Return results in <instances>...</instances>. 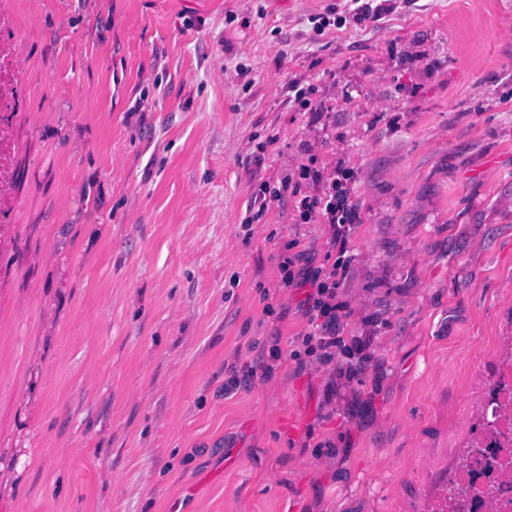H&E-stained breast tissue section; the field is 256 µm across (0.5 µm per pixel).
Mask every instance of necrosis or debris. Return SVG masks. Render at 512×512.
<instances>
[{
  "instance_id": "necrosis-or-debris-1",
  "label": "necrosis or debris",
  "mask_w": 512,
  "mask_h": 512,
  "mask_svg": "<svg viewBox=\"0 0 512 512\" xmlns=\"http://www.w3.org/2000/svg\"><path fill=\"white\" fill-rule=\"evenodd\" d=\"M19 31L10 0H0V250L12 226L14 199L7 187L17 175L20 146L16 128L26 112L21 100L23 74L16 51ZM478 423L461 463L450 475L455 494L432 512H512V353H503L479 369Z\"/></svg>"
}]
</instances>
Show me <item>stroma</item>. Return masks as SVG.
Here are the masks:
<instances>
[{
	"label": "stroma",
	"instance_id": "obj_1",
	"mask_svg": "<svg viewBox=\"0 0 512 512\" xmlns=\"http://www.w3.org/2000/svg\"><path fill=\"white\" fill-rule=\"evenodd\" d=\"M389 5L12 0L0 512L447 497L478 367L512 336V0ZM341 174L354 376L294 357L308 277L338 258L299 202Z\"/></svg>",
	"mask_w": 512,
	"mask_h": 512
}]
</instances>
